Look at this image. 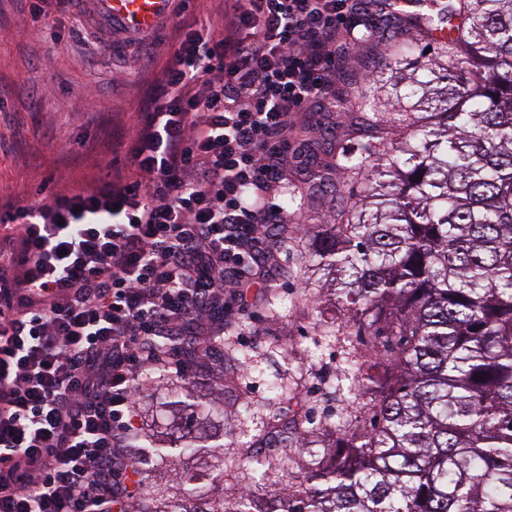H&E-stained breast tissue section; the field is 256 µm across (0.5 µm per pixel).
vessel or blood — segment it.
Returning <instances> with one entry per match:
<instances>
[{"instance_id": "obj_1", "label": "vessel or blood", "mask_w": 512, "mask_h": 512, "mask_svg": "<svg viewBox=\"0 0 512 512\" xmlns=\"http://www.w3.org/2000/svg\"><path fill=\"white\" fill-rule=\"evenodd\" d=\"M172 0H87L92 20L109 33L143 35L167 16Z\"/></svg>"}]
</instances>
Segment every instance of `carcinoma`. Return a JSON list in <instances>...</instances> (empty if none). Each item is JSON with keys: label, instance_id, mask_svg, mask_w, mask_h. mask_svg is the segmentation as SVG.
<instances>
[{"label": "carcinoma", "instance_id": "carcinoma-1", "mask_svg": "<svg viewBox=\"0 0 512 512\" xmlns=\"http://www.w3.org/2000/svg\"><path fill=\"white\" fill-rule=\"evenodd\" d=\"M418 2L378 75L387 98L328 97L342 139L288 197L295 217L315 192L358 187L306 225L304 271L314 329L347 337L358 397L337 422L279 411L249 440H194L234 379L212 361L220 388L172 391L185 434L129 449L176 476L141 481L132 512H512V0ZM426 38L437 52L407 71ZM230 466L248 488L224 492Z\"/></svg>", "mask_w": 512, "mask_h": 512}]
</instances>
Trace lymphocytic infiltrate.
Returning <instances> with one entry per match:
<instances>
[{
  "mask_svg": "<svg viewBox=\"0 0 512 512\" xmlns=\"http://www.w3.org/2000/svg\"><path fill=\"white\" fill-rule=\"evenodd\" d=\"M359 0H231L190 30L127 144L134 172L0 213V512H129L137 380L216 351L269 277L295 113L327 94Z\"/></svg>",
  "mask_w": 512,
  "mask_h": 512,
  "instance_id": "lymphocytic-infiltrate-1",
  "label": "lymphocytic infiltrate"
}]
</instances>
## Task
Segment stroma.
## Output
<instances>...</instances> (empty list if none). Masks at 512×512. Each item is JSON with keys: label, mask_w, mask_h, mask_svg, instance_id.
Segmentation results:
<instances>
[{"label": "stroma", "mask_w": 512, "mask_h": 512, "mask_svg": "<svg viewBox=\"0 0 512 512\" xmlns=\"http://www.w3.org/2000/svg\"><path fill=\"white\" fill-rule=\"evenodd\" d=\"M225 0H186L179 16H168L149 39L153 55H139L138 42L95 35L90 21L71 13L57 15L54 33L26 35L27 0H0V199L34 197L42 184L71 191L113 165L129 166L115 153L116 139L133 132L153 96L156 77L168 61L177 25H199L224 11ZM364 26L378 40L362 38L344 45L336 62L333 91L349 80L368 86L383 66L389 41L411 34L408 22L391 17L383 0H366ZM343 130L339 113L316 106L298 115L301 138L317 141L313 160L324 157L329 142ZM291 244H266L275 269L272 287L254 288L246 301L230 300L225 315L224 347L243 358L234 387L224 392V410L233 413L251 403L277 408L275 377L295 383L312 424L338 419L342 404L334 388L346 361L342 342L318 335L311 304L299 275L305 253L303 227H288Z\"/></svg>", "instance_id": "stroma-1"}]
</instances>
